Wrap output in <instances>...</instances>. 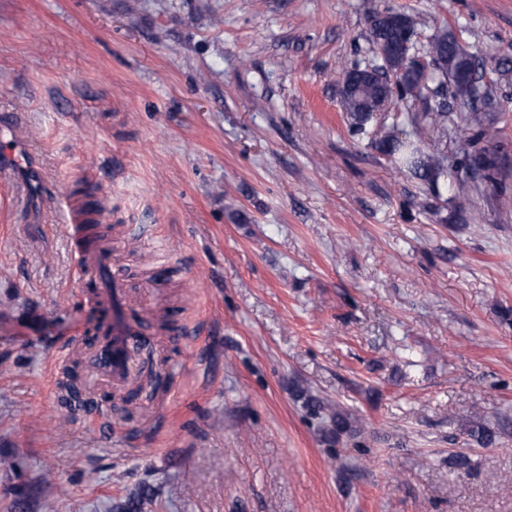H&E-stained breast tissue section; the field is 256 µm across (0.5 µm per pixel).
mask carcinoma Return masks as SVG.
I'll return each instance as SVG.
<instances>
[{
  "label": "carcinoma",
  "mask_w": 512,
  "mask_h": 512,
  "mask_svg": "<svg viewBox=\"0 0 512 512\" xmlns=\"http://www.w3.org/2000/svg\"><path fill=\"white\" fill-rule=\"evenodd\" d=\"M414 35L416 19L406 13L387 10L376 14L369 27V41L376 53L375 61L361 66L357 63L343 69L341 105L348 115L353 136L366 132L377 112L388 102L404 101L410 131L399 138L393 132L382 139L377 148L393 158L397 168L426 183L434 195L447 187L459 211L468 206L471 191L467 171L482 170L480 179L495 192L502 193L512 174V160L499 154L495 98L481 78L482 64L467 51L457 37L446 28L437 29L429 38L427 53L441 62V68L426 71L414 66L407 51L400 48L402 32ZM445 88L451 97L471 105L482 103L486 111L471 112L466 121L471 131L466 139L457 167L461 172L451 176L445 150V121L448 104L439 97ZM469 440L483 448L495 443V435L478 423L466 431Z\"/></svg>",
  "instance_id": "1"
}]
</instances>
